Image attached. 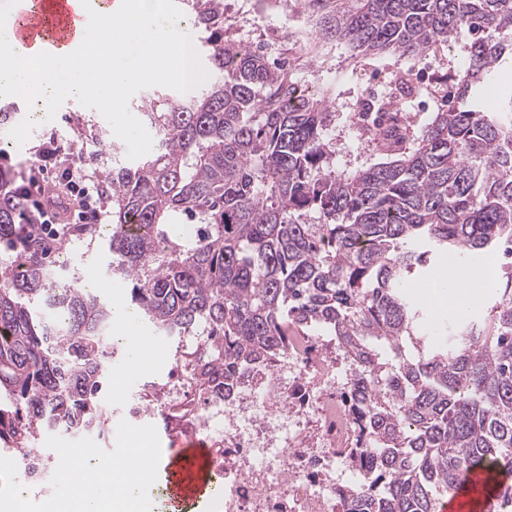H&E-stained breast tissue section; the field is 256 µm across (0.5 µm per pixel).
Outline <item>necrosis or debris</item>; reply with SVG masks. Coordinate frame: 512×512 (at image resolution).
Returning a JSON list of instances; mask_svg holds the SVG:
<instances>
[{
	"mask_svg": "<svg viewBox=\"0 0 512 512\" xmlns=\"http://www.w3.org/2000/svg\"><path fill=\"white\" fill-rule=\"evenodd\" d=\"M350 374L333 342L304 334L232 395L199 390L186 374L162 387L168 428L211 440L210 464L224 479L213 512H338L357 478L344 456L360 438L355 407L342 398ZM0 467L25 474L11 512H28L31 490L65 477L26 448L0 453Z\"/></svg>",
	"mask_w": 512,
	"mask_h": 512,
	"instance_id": "obj_1",
	"label": "necrosis or debris"
}]
</instances>
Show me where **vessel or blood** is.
Returning <instances> with one entry per match:
<instances>
[{
    "mask_svg": "<svg viewBox=\"0 0 512 512\" xmlns=\"http://www.w3.org/2000/svg\"><path fill=\"white\" fill-rule=\"evenodd\" d=\"M88 17L78 0H19L12 21L14 45L54 55L80 45ZM158 475L165 491L168 512H205L221 487L216 472L200 479L199 470L207 463L203 442L195 441L179 452L158 450Z\"/></svg>",
    "mask_w": 512,
    "mask_h": 512,
    "instance_id": "obj_1",
    "label": "vessel or blood"
}]
</instances>
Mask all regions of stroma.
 I'll return each instance as SVG.
<instances>
[{"instance_id": "1", "label": "stroma", "mask_w": 512, "mask_h": 512, "mask_svg": "<svg viewBox=\"0 0 512 512\" xmlns=\"http://www.w3.org/2000/svg\"><path fill=\"white\" fill-rule=\"evenodd\" d=\"M317 28V16L304 9L302 0H288L278 11L270 9L267 0H224L225 37L290 69L294 81L308 92L327 93L330 109L335 114L329 137L337 172L348 174L376 159L357 123L366 104L400 101L404 119L415 126L424 125L433 112L447 108L446 93L453 87L451 77L464 54V43L420 58L378 54L355 59L344 45L316 38ZM400 71L412 73L419 86L439 82L443 94L402 96L394 82ZM53 140L59 141L65 152L46 162L43 175L53 182L56 195L66 203L67 212L59 216V223L69 225L76 204L71 201L65 182L59 179L62 170L73 165L87 175L99 176L113 155H125L126 145L97 110L67 101L53 120L28 131L22 149L0 154V169L14 176L29 169L37 162L39 151ZM109 258L103 237L69 232L63 239L54 241L48 263L60 281L67 283L83 280L90 272L102 271ZM176 345V340H168L161 357L152 359L150 367L135 375L129 369L128 353L113 359L112 375L119 378L120 384L108 386L104 399L115 411L114 425H121L126 406L138 397L144 384L168 382Z\"/></svg>"}]
</instances>
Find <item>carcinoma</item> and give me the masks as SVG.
Here are the masks:
<instances>
[{
	"label": "carcinoma",
	"instance_id": "cac0c4a2",
	"mask_svg": "<svg viewBox=\"0 0 512 512\" xmlns=\"http://www.w3.org/2000/svg\"><path fill=\"white\" fill-rule=\"evenodd\" d=\"M216 77L188 99L159 96L146 117L159 149L101 172L112 198V276L161 336L204 339L175 357L229 394L288 350L329 332L352 366L365 445L342 512H438L485 475L482 512H512V265L477 318L430 336L409 281L512 257V0H304L318 36L362 55L420 56L470 36L453 102L415 130L398 117L370 136L386 160L339 175L333 113L297 106L288 70L224 38V0H191ZM498 87L495 109L484 94ZM24 199L0 170V447L46 433L101 431L115 349L112 307L59 283Z\"/></svg>",
	"mask_w": 512,
	"mask_h": 512
}]
</instances>
